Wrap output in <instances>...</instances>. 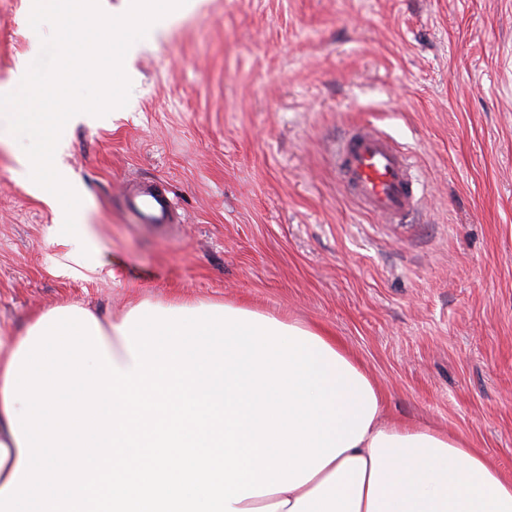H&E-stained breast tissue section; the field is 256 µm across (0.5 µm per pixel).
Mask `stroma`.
Segmentation results:
<instances>
[{"instance_id": "1", "label": "stroma", "mask_w": 512, "mask_h": 512, "mask_svg": "<svg viewBox=\"0 0 512 512\" xmlns=\"http://www.w3.org/2000/svg\"><path fill=\"white\" fill-rule=\"evenodd\" d=\"M126 56L129 102L64 128L103 266L73 256L62 204L19 178L0 114V337L80 303L101 319L237 302L337 336L390 420L469 439L512 469V0H190ZM33 0H0V85L40 53ZM354 122L415 160L406 224L349 200L329 164ZM166 181L173 224L134 187ZM130 211L141 224H173L174 202L165 183L140 185L128 200Z\"/></svg>"}]
</instances>
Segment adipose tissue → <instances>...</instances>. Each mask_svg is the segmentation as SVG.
<instances>
[{"label":"adipose tissue","mask_w":512,"mask_h":512,"mask_svg":"<svg viewBox=\"0 0 512 512\" xmlns=\"http://www.w3.org/2000/svg\"><path fill=\"white\" fill-rule=\"evenodd\" d=\"M512 512V472L389 421L322 328L233 303L64 305L0 338V512Z\"/></svg>","instance_id":"obj_1"}]
</instances>
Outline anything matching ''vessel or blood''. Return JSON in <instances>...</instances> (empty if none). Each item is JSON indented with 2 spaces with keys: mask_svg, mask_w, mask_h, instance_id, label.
I'll return each instance as SVG.
<instances>
[{
  "mask_svg": "<svg viewBox=\"0 0 512 512\" xmlns=\"http://www.w3.org/2000/svg\"><path fill=\"white\" fill-rule=\"evenodd\" d=\"M339 181L368 214L387 224H405L420 198L405 154L373 125H353L332 156ZM128 206L142 224H171L174 202L165 183L139 186Z\"/></svg>",
  "mask_w": 512,
  "mask_h": 512,
  "instance_id": "b4317fda",
  "label": "vessel or blood"
}]
</instances>
